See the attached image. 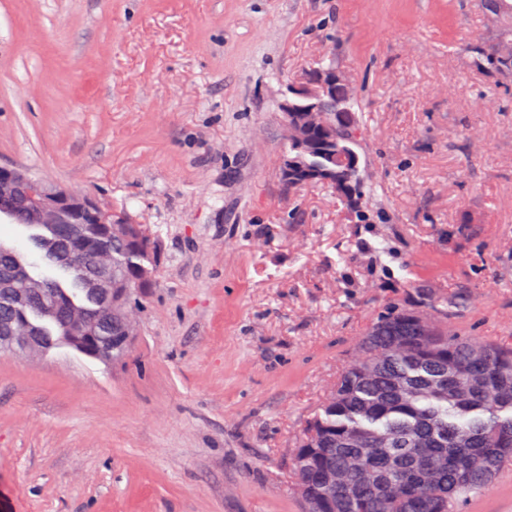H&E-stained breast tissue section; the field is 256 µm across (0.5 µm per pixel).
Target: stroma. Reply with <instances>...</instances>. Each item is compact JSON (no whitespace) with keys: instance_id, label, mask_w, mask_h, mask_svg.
Masks as SVG:
<instances>
[{"instance_id":"1","label":"stroma","mask_w":512,"mask_h":512,"mask_svg":"<svg viewBox=\"0 0 512 512\" xmlns=\"http://www.w3.org/2000/svg\"><path fill=\"white\" fill-rule=\"evenodd\" d=\"M473 0H0V165L161 245L122 360L0 355V512H303L292 459L392 301L512 344V80ZM367 130L365 220L286 190L277 101L321 57ZM31 229L0 243L46 273ZM460 512H512V466Z\"/></svg>"}]
</instances>
